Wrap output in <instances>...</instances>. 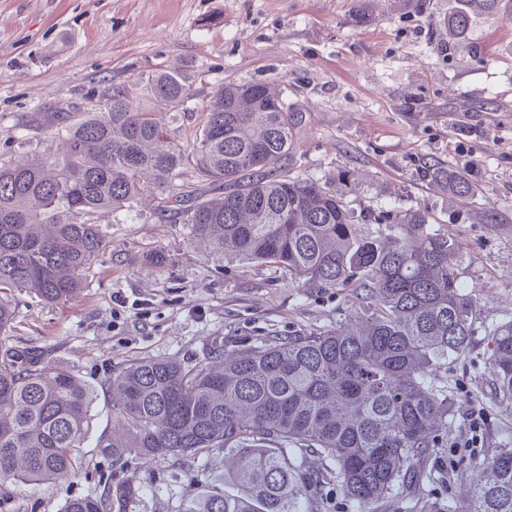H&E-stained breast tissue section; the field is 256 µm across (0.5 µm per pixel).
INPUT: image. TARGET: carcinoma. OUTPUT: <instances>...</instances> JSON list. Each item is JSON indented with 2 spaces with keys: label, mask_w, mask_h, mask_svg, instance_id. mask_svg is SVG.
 <instances>
[{
  "label": "carcinoma",
  "mask_w": 512,
  "mask_h": 512,
  "mask_svg": "<svg viewBox=\"0 0 512 512\" xmlns=\"http://www.w3.org/2000/svg\"><path fill=\"white\" fill-rule=\"evenodd\" d=\"M503 0H456L443 24L448 44ZM142 97L148 107H135ZM193 96L175 73L112 84L84 111L52 112L40 150L0 158V293L35 291L71 301L105 249L101 225L152 185L159 216L191 225L245 271L288 273L299 288L344 290L364 311L333 330L270 337L236 355L185 365L169 358L129 364L104 383L124 440L104 447L121 461L173 458L206 465L214 452L236 466L219 485L203 482L182 512H302L320 506L339 478L356 512L400 494L426 473L424 460L447 437L451 404L430 373L464 353L476 301L462 291L456 238L431 228L422 208L352 207L341 189L293 175L306 113L261 83L219 88L199 137L183 148L163 113ZM189 174L195 182L167 191ZM421 180L452 197L474 193L470 175L434 160ZM496 397L512 402V320L490 333ZM96 389L74 370L47 367L41 354H0V473L22 483H56L80 467ZM317 455L312 470L306 458ZM94 497L64 512H105ZM425 512H512V448L476 467L468 497Z\"/></svg>",
  "instance_id": "carcinoma-1"
}]
</instances>
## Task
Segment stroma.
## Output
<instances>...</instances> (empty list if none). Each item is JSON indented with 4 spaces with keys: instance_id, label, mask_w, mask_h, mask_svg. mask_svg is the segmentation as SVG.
<instances>
[{
    "instance_id": "stroma-1",
    "label": "stroma",
    "mask_w": 512,
    "mask_h": 512,
    "mask_svg": "<svg viewBox=\"0 0 512 512\" xmlns=\"http://www.w3.org/2000/svg\"><path fill=\"white\" fill-rule=\"evenodd\" d=\"M454 0H0V157L15 140L45 139L46 112H78L91 91L179 70L191 100L166 114L192 144L202 107L220 85L260 82L306 112L296 174L335 184L373 208L422 207L463 246L462 281L476 295L469 348L433 377L453 404L448 442L434 449L422 501L463 496L467 477L494 448H512V404L491 385L490 331L512 319V18L473 20L449 44L443 20ZM433 158L468 170L475 192L452 198L418 180ZM495 223L484 221L485 214ZM99 256L79 298L48 303L9 293L7 349L42 352L97 390L95 417L69 479L25 485L0 479V512H63L66 501L102 497L134 482L111 512H179L199 479L175 459L113 464L99 440L122 423L103 383L145 358L184 363L232 352L266 336L325 331L356 317L342 296L297 288L267 270L224 271V256L190 225L158 218L153 193L102 225ZM161 264H154L155 255Z\"/></svg>"
}]
</instances>
